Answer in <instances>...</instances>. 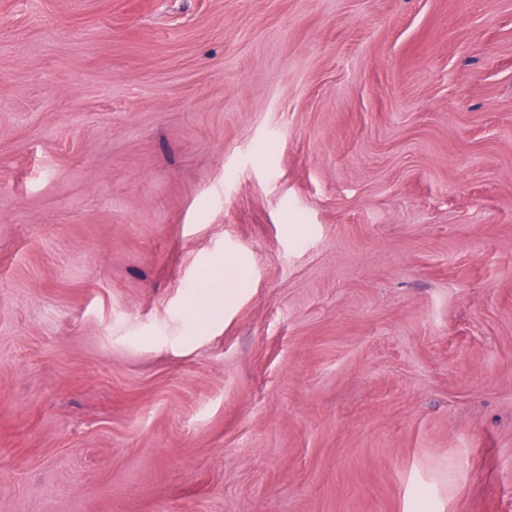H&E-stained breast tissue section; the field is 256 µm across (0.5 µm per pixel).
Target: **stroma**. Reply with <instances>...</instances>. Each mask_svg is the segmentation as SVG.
Masks as SVG:
<instances>
[{
  "instance_id": "1",
  "label": "stroma",
  "mask_w": 512,
  "mask_h": 512,
  "mask_svg": "<svg viewBox=\"0 0 512 512\" xmlns=\"http://www.w3.org/2000/svg\"><path fill=\"white\" fill-rule=\"evenodd\" d=\"M0 512H512V0H0Z\"/></svg>"
}]
</instances>
